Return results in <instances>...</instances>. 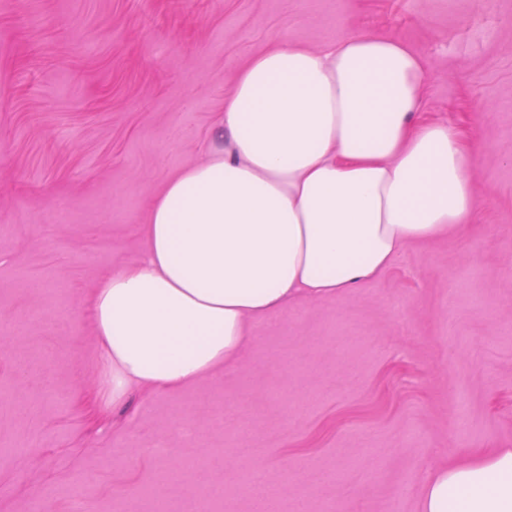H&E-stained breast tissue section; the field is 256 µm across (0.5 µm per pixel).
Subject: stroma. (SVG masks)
<instances>
[{"instance_id": "stroma-1", "label": "stroma", "mask_w": 512, "mask_h": 512, "mask_svg": "<svg viewBox=\"0 0 512 512\" xmlns=\"http://www.w3.org/2000/svg\"><path fill=\"white\" fill-rule=\"evenodd\" d=\"M369 32L427 64L425 118L483 149L465 228L379 278L248 321L240 357L100 406L85 301L140 260L148 209L203 160L235 71L269 44ZM0 512H420L437 464L512 448V0H0ZM165 442L166 456L154 454ZM187 456L207 468L157 486Z\"/></svg>"}]
</instances>
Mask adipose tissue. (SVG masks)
<instances>
[{
  "mask_svg": "<svg viewBox=\"0 0 512 512\" xmlns=\"http://www.w3.org/2000/svg\"><path fill=\"white\" fill-rule=\"evenodd\" d=\"M424 77L406 43L362 32L273 43L237 70L207 159L154 197L142 259L88 296L113 404L192 384L242 354L248 320L464 225L482 146L420 119ZM422 512H512V448L430 470Z\"/></svg>",
  "mask_w": 512,
  "mask_h": 512,
  "instance_id": "1",
  "label": "adipose tissue"
}]
</instances>
